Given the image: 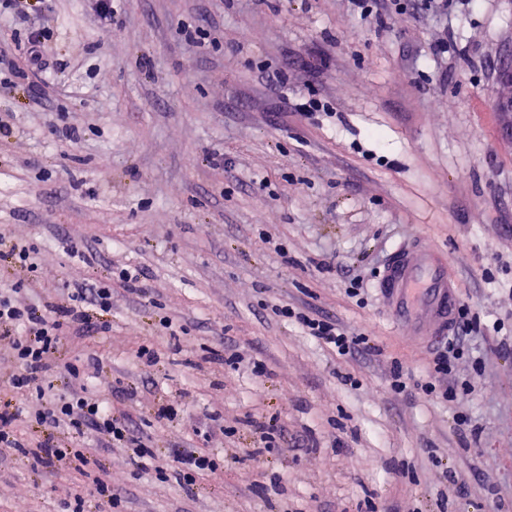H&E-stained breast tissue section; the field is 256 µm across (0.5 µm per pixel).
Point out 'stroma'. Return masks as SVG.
<instances>
[{
	"label": "stroma",
	"instance_id": "stroma-1",
	"mask_svg": "<svg viewBox=\"0 0 512 512\" xmlns=\"http://www.w3.org/2000/svg\"><path fill=\"white\" fill-rule=\"evenodd\" d=\"M94 2L0 0V239L33 244L37 266L0 256V285L25 281L50 308L142 271L140 293L115 285L111 314L89 310L53 363L98 356L90 393L123 382L112 404L161 459L201 448L218 468L184 485L127 448L80 470L11 453L0 512H63L77 490L107 512L92 495L104 469L122 512H512V117L497 107L512 0L372 22L350 0H123L108 28ZM42 25L43 73L23 59ZM413 239L447 253L482 326L481 373L457 362L475 386L462 403L389 387L394 362L417 381L436 353L374 290ZM282 304L375 348L338 356ZM144 346L156 365L138 363Z\"/></svg>",
	"mask_w": 512,
	"mask_h": 512
}]
</instances>
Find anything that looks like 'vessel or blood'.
Segmentation results:
<instances>
[{
  "mask_svg": "<svg viewBox=\"0 0 512 512\" xmlns=\"http://www.w3.org/2000/svg\"><path fill=\"white\" fill-rule=\"evenodd\" d=\"M393 320L409 328L422 343L448 335L459 304L448 271V257L436 248L413 241L395 248L377 285Z\"/></svg>",
  "mask_w": 512,
  "mask_h": 512,
  "instance_id": "obj_1",
  "label": "vessel or blood"
}]
</instances>
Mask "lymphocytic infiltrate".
Listing matches in <instances>:
<instances>
[{
    "mask_svg": "<svg viewBox=\"0 0 512 512\" xmlns=\"http://www.w3.org/2000/svg\"><path fill=\"white\" fill-rule=\"evenodd\" d=\"M21 283L0 289V338H8L9 353L16 370L7 383L13 388H26L37 398H44L52 387L53 367L51 358L58 351L65 333L88 324L86 306H93L108 313L112 310V283L102 281L94 287L74 286L66 304L57 306L50 314L40 313L37 306L25 302L20 296ZM282 317L295 320L311 336L334 346L340 356L359 351H371V339L366 334H347L336 323L319 320L297 312L289 306L279 308ZM471 308L461 303L455 320V330L436 352L433 370L427 381L408 382L402 366H394L390 387L402 393L407 388L419 390L425 396L446 401L458 395L470 394L471 384L457 383L455 362L466 349L467 334L471 330ZM101 367L99 359L89 357L82 364L68 367L67 396L58 398L50 406L29 413L30 422L45 428L67 425L77 434L92 435L96 443L121 444L131 448V461L138 469H145L156 455L148 448L129 424L112 412V403L104 396H93L86 382L95 377Z\"/></svg>",
    "mask_w": 512,
    "mask_h": 512,
    "instance_id": "f902f5d3",
    "label": "lymphocytic infiltrate"
}]
</instances>
